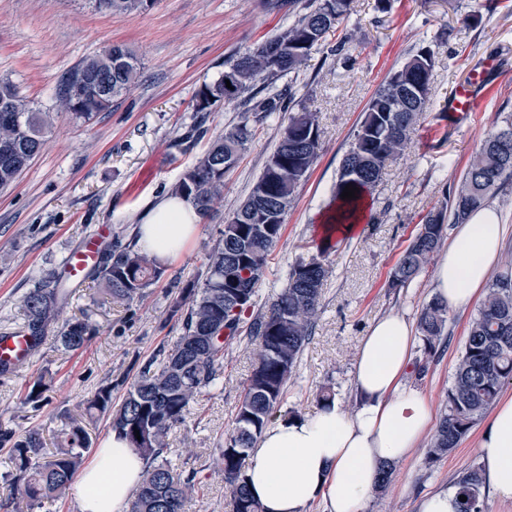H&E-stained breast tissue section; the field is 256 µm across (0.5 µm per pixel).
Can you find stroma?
<instances>
[{"label": "stroma", "mask_w": 512, "mask_h": 512, "mask_svg": "<svg viewBox=\"0 0 512 512\" xmlns=\"http://www.w3.org/2000/svg\"><path fill=\"white\" fill-rule=\"evenodd\" d=\"M286 16L267 0H154L146 10L122 15L99 12L92 0H0V79L57 114L45 150L0 193V333L19 329V298L41 273L59 270L68 251L99 229L109 239L134 240L150 203L170 194L217 135L243 122L253 133L236 167L224 176L213 218L201 221L183 257L167 265L141 298L107 302L102 283L93 277L73 288L64 317L89 314L100 328L98 336L77 353L46 340L27 366L0 376V425L36 428L49 438L60 411L84 414L86 400L99 387H111L113 404H120L142 364L179 336L180 324L170 315L173 300L204 268L225 217L248 195L288 122L284 113L258 119L238 101L198 119L194 95L222 75L227 61L280 29ZM466 16L467 28L460 24ZM433 35L439 41L433 46L432 105L414 127L406 157L386 168L369 198L366 220L348 236L323 242L321 215L370 97ZM340 38L346 44L339 56ZM114 45L127 46L140 58L138 82L89 121L57 112L68 72L87 55ZM347 55L353 65H344ZM491 59L497 63L495 86L484 111L466 125L451 123L444 105ZM276 85L294 86L299 100L317 113L323 149L297 189L256 300L261 305L271 300L297 259L325 248L332 267L313 334L278 415L315 414L324 387L350 410L356 404L352 371L367 328L389 313L418 319L432 297V262L408 287L390 288L401 252L421 217L456 187L483 140L512 117V0H394L388 10L381 0H355L341 35H328L298 74L283 76ZM473 314L470 308L451 312L444 351L429 361L422 377H407L434 413L446 405ZM251 349L245 337L226 346L222 392L205 400L170 437L172 462L195 473L186 512H230L215 448L232 427L253 368ZM40 375L48 389L35 409L23 399ZM484 428L477 423L456 450L434 463L426 458L428 440H421L396 464L386 492L375 493L363 512H420L425 496L454 489L459 476L481 462Z\"/></svg>", "instance_id": "stroma-1"}]
</instances>
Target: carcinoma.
Returning <instances> with one entry per match:
<instances>
[{"label": "carcinoma", "mask_w": 512, "mask_h": 512, "mask_svg": "<svg viewBox=\"0 0 512 512\" xmlns=\"http://www.w3.org/2000/svg\"><path fill=\"white\" fill-rule=\"evenodd\" d=\"M353 0H309L305 12L279 32L235 60L224 64L215 82L194 96V111L211 112L218 104L241 100L249 112L269 117L287 112L288 124L247 198L224 221L221 239L207 258L204 272L187 284L172 302L171 316L181 334L169 350L153 355L131 383L118 409L112 389H99L86 413L106 415L112 432L125 439L145 460L142 480L128 512H185L195 488L194 476L167 457L172 429L186 422L200 398L219 393L224 384L225 346L240 333L246 312L255 305L256 286L268 271L270 256L282 238L285 217L293 207L299 184L322 151L319 119L297 100L292 89L277 90L274 82L305 65L312 48L344 24ZM95 9L130 14L148 7L146 0H94ZM436 60L425 46L401 67L390 71L368 101L328 203L333 212L327 235L351 223L365 198L382 179L386 166L406 155L413 126L431 102ZM142 63L123 45L85 58L64 81L57 109L43 112L0 79V191L10 188L47 146L56 114L92 119L112 106L140 76ZM231 87H226V83ZM252 136L247 124L235 125L215 137L207 150L187 167L173 192L210 216L224 194V174L233 169ZM512 177V120L491 132L470 158L459 184L432 207L401 253L390 286L407 287L444 242L448 223L464 224L487 205ZM359 188L357 198L344 200L347 185ZM164 266L132 243L104 245L91 270L116 300L133 301L158 281ZM329 274L324 259H298L284 288L267 310L249 321L246 333L255 342L254 366L244 386L234 426L218 448L216 464L224 472L232 512H261L249 495L244 463L280 407L288 383L312 336L322 287ZM69 297L61 276L47 271L19 300L23 330L36 345L52 337L68 352L87 348L99 333L91 316L61 319ZM450 313L437 298L423 305L418 318L425 372L444 336ZM512 383V269L495 275L469 324L464 347L448 387V403L431 438L427 459L435 462L455 450L504 387ZM46 383L39 377L28 386L24 403L34 408L45 400ZM53 436L56 450L47 451L42 432H17L0 427V445H10L11 469L0 477L9 487L5 506L11 512H33L63 497L92 447L84 422L65 410ZM481 467L465 471L456 483L459 512H483Z\"/></svg>", "instance_id": "obj_1"}]
</instances>
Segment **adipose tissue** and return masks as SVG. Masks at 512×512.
Segmentation results:
<instances>
[{
  "label": "adipose tissue",
  "mask_w": 512,
  "mask_h": 512,
  "mask_svg": "<svg viewBox=\"0 0 512 512\" xmlns=\"http://www.w3.org/2000/svg\"><path fill=\"white\" fill-rule=\"evenodd\" d=\"M201 221L180 197L158 200L138 224V247L169 264L181 257ZM505 227L485 206L459 225L434 271V294L449 310L470 307L501 260ZM418 335L411 320L388 314L364 336L352 373L358 401L348 413L328 402L314 416L268 427L246 470L248 488L262 512H304L315 502L324 512H361L376 490L383 463L417 448L434 422L424 395L406 382ZM478 452L493 496L512 501V398L494 408ZM144 463L111 436L76 481L78 512H127Z\"/></svg>",
  "instance_id": "1"
}]
</instances>
